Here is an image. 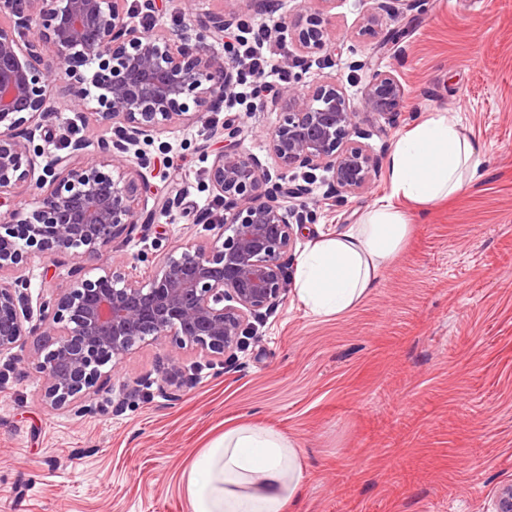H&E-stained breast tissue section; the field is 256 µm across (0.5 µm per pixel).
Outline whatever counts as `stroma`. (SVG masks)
Returning a JSON list of instances; mask_svg holds the SVG:
<instances>
[{"label":"stroma","instance_id":"35a3bbf8","mask_svg":"<svg viewBox=\"0 0 512 512\" xmlns=\"http://www.w3.org/2000/svg\"><path fill=\"white\" fill-rule=\"evenodd\" d=\"M304 0L277 12L251 0H158L153 25L167 30L211 16L278 30L296 24ZM362 0H336L324 49L332 63L292 67L302 84L334 77L359 100L370 66L392 71L403 88L396 123L367 144L386 159L394 142L422 119L446 112L484 155L483 183L420 214L379 282L351 309L309 315L294 292L226 357L180 351L183 386L169 398L161 379L165 346L131 351L104 389L77 414L55 411L26 371L37 339L25 337L0 357V512H190L183 476L224 431L242 422L281 432L302 450L304 483L295 512H485L512 483V0H416L381 15L376 36L361 35ZM288 29L271 49L278 59L305 56ZM355 61L364 69L352 70ZM58 111L37 133L39 164L65 153L68 139L111 137L91 111L67 109V85L50 82ZM231 119L243 145L270 173L278 168L266 133L271 109L243 100ZM180 124L146 146L144 174L181 205L148 229L117 240L86 262L89 274L122 257L152 265L179 244L215 235L219 213L208 180L223 136ZM331 174L317 171L307 198L313 218L299 227L291 266L320 236L358 223L390 195L386 166L371 187L336 204Z\"/></svg>","mask_w":512,"mask_h":512}]
</instances>
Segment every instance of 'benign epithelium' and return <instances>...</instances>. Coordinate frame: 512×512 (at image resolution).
Here are the masks:
<instances>
[{"label":"benign epithelium","mask_w":512,"mask_h":512,"mask_svg":"<svg viewBox=\"0 0 512 512\" xmlns=\"http://www.w3.org/2000/svg\"><path fill=\"white\" fill-rule=\"evenodd\" d=\"M336 0H306L295 38L308 54L324 50L327 9ZM216 15L194 36L144 27L128 0H0V207L27 184L33 198L0 211V356L26 336L39 337L31 372L46 403L64 410L103 389L123 358L148 342L170 352L197 349L220 357L249 334V318L280 302L287 289L284 257L294 226L303 224L295 201L310 194L314 171L332 172L331 193L368 189L378 158L362 143L374 135L362 117L398 116L402 87L374 69L355 104L334 79L314 87L288 81L272 107L280 112L268 132L281 173L273 177L243 149L240 130L224 124V149L209 170L213 192L224 200V223L209 243L187 241L146 272L125 258L86 277L69 278L32 307L19 274L30 258H92L178 203L155 200L135 169L140 145L181 123H200L224 103L239 76L233 58L212 55L207 42L224 33ZM60 70L69 107L96 102V121L119 131L115 139L79 137L68 152L39 167L36 132L57 111L48 93ZM302 170L303 183L287 173ZM490 512H512V484L499 488Z\"/></svg>","instance_id":"1"}]
</instances>
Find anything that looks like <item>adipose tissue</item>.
<instances>
[{"mask_svg":"<svg viewBox=\"0 0 512 512\" xmlns=\"http://www.w3.org/2000/svg\"><path fill=\"white\" fill-rule=\"evenodd\" d=\"M392 193L432 205L480 181L479 150L455 119L437 113L417 123L388 153ZM410 232L403 213L380 199L359 223L323 235L302 257L295 292L315 316L342 313L377 284ZM300 450L253 423L226 430L184 474L190 512H290L300 493Z\"/></svg>","mask_w":512,"mask_h":512,"instance_id":"ef3b65f1","label":"adipose tissue"}]
</instances>
